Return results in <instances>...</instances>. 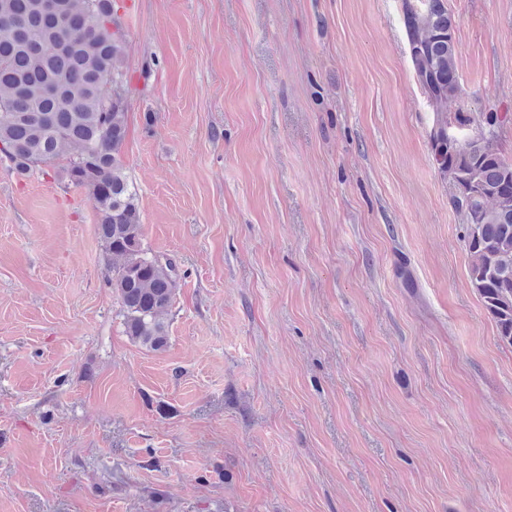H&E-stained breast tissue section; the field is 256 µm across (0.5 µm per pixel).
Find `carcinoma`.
<instances>
[{
    "label": "carcinoma",
    "mask_w": 512,
    "mask_h": 512,
    "mask_svg": "<svg viewBox=\"0 0 512 512\" xmlns=\"http://www.w3.org/2000/svg\"><path fill=\"white\" fill-rule=\"evenodd\" d=\"M56 2L49 14L42 0H0V153L26 174L71 149L61 172L94 201L125 333L162 351L168 343L164 315L181 275L172 259L142 248L137 193L122 155L128 74L117 0ZM402 16L416 80L433 107L432 125L444 133L448 98L460 90L452 17L444 0H402ZM106 74L112 75L110 93ZM453 118L475 131L431 148L451 186V208L465 224L470 283L500 341L512 346V163L499 148L512 114L456 112Z\"/></svg>",
    "instance_id": "obj_1"
}]
</instances>
